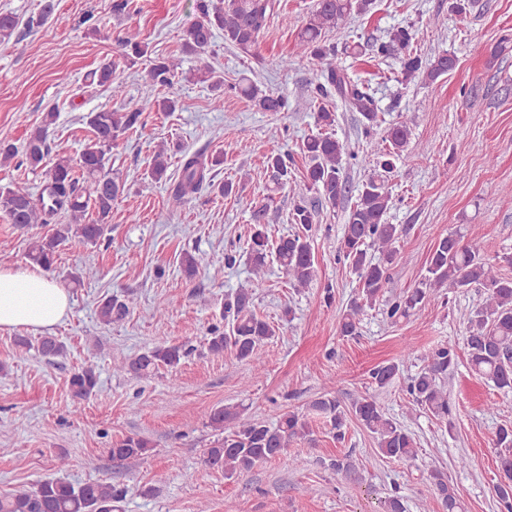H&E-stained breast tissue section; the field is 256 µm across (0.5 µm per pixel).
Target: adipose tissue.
Segmentation results:
<instances>
[{
	"label": "adipose tissue",
	"instance_id": "obj_1",
	"mask_svg": "<svg viewBox=\"0 0 512 512\" xmlns=\"http://www.w3.org/2000/svg\"><path fill=\"white\" fill-rule=\"evenodd\" d=\"M68 309L67 293L48 276L0 269V328L48 330L63 320Z\"/></svg>",
	"mask_w": 512,
	"mask_h": 512
}]
</instances>
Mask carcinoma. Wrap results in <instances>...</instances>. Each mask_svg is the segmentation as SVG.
Wrapping results in <instances>:
<instances>
[{
    "mask_svg": "<svg viewBox=\"0 0 512 512\" xmlns=\"http://www.w3.org/2000/svg\"><path fill=\"white\" fill-rule=\"evenodd\" d=\"M372 4L373 0H317L298 33L303 53L324 64L314 87L316 98L324 101L334 95L339 97L351 111L362 116L367 133L378 123L374 100L363 85L350 80L344 69L336 65V49L327 45L324 37L326 31L342 25L353 14L367 12ZM195 9L198 17L186 32L183 53H206L219 31L224 34L226 43L243 53L253 54L260 35L275 15V0H196ZM17 27L15 16L1 13L0 44L9 43ZM413 39L411 27L398 26L377 45L378 54L399 59L403 82L420 77L433 83L453 70L455 59L444 52L430 59L413 53ZM181 65L180 58H157L145 70V81L152 87H168L179 74ZM115 71V63L108 62L94 74L100 85L117 95L121 84L116 81ZM209 78L213 79L214 88L226 87L239 93L262 112H283L287 108L283 97L254 83L226 86L224 78L218 75L211 74ZM141 116L140 108L124 112L103 108L88 113L86 124L92 139L76 160L63 155L50 157L48 135L57 113H45L42 125L30 133L21 163L32 170L47 169L44 194L35 199L23 190L1 189L0 210L20 229L47 224L60 210L70 216V222L59 225L52 235L37 237L29 243L27 256L32 263L48 270L54 265L62 245L75 241L95 246L103 239L112 217V203L125 190V184L112 175L110 154L123 136L138 127ZM408 136L407 122L398 121L387 131L386 141L391 149L371 150L370 155L377 157V165L384 172L393 171L395 160L407 146ZM302 151L309 159L304 175L306 189L317 193V202H310L303 196L294 201L290 221L298 225L299 230L275 240L270 238L265 223L266 206L253 210L248 234L253 278L248 286L239 288L233 297L224 300L220 313L222 324L210 328L208 348L211 352L222 353L229 349L237 359L252 364L257 372L261 370L258 349L279 331L278 326L259 317L252 309L256 289L265 283L267 259L278 264L291 287H308L317 275L308 235L318 215L316 203L334 208L346 192L343 143L332 134L320 133L308 138ZM290 163L291 156L285 152L267 156L266 165L274 189L288 184L292 174ZM222 164V152L210 159L197 153H183L180 175L169 187V204L175 209L183 207L205 185L224 196L232 194L233 183H213L212 169ZM167 168L168 155L162 148L154 158L151 177L162 180ZM390 199L385 180H370L363 184L348 211L338 250L357 274L360 291L359 297L347 303L341 316L343 336L356 335L360 317L366 308L375 304L390 279L389 269L401 233L399 225L385 221ZM91 212L94 218L89 220L87 215ZM376 252L382 259L375 260ZM473 286L484 289L485 297L471 309L465 326L467 361L477 377L507 394L512 392V276L502 274L498 264L485 257L476 235L468 239L456 230L441 237L429 254L421 286L404 290L389 303L386 317L395 324L441 291ZM129 313V304L116 296L104 299L98 309L99 319L106 325L124 321ZM38 350L45 357L55 358L63 355L64 345L54 336H43L38 341ZM186 354L181 345H160L135 357L122 353L113 355L112 368L141 376L160 366L174 368ZM458 358L455 344H442L432 351L420 371L407 378L410 410L421 407L441 420L450 421L452 405L443 382ZM399 372L397 362L379 364L370 372L371 383L384 388ZM97 385L98 376L91 368L78 371L69 379L70 392L77 400L89 398ZM312 414L325 419L338 440L344 438L347 418L353 417L374 435L380 456L392 460L417 457L413 436L387 417L374 400L361 397L346 405L334 396L323 395L314 399L305 412L283 413L272 426L245 415V408L238 404L211 410L208 420L214 429L222 431L228 424L234 425V429L207 450L205 464L223 468L224 477L231 478L250 472L260 462L281 456L292 439L313 443ZM493 445L500 462V479L494 487L496 500L501 512H512V423L498 427ZM147 448L148 441L130 436L114 443L110 455L114 460L125 461L145 454ZM424 468L428 475L427 492L440 503L443 512H466L464 502L435 461L425 462ZM125 494V490L110 483L75 485L54 478L30 490L0 496V512H117Z\"/></svg>",
    "mask_w": 512,
    "mask_h": 512,
    "instance_id": "1",
    "label": "carcinoma"
}]
</instances>
